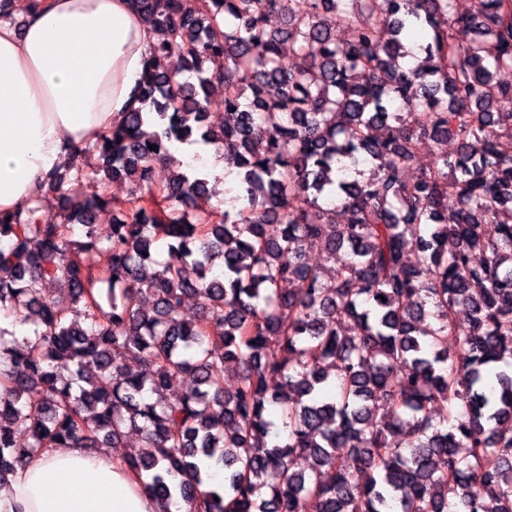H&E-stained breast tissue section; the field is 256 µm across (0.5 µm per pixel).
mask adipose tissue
Listing matches in <instances>:
<instances>
[{"mask_svg":"<svg viewBox=\"0 0 512 512\" xmlns=\"http://www.w3.org/2000/svg\"><path fill=\"white\" fill-rule=\"evenodd\" d=\"M23 28L0 20V212L25 207L70 150L122 121L158 39L130 0H46ZM172 153L211 181L236 179L215 146ZM115 454L50 448L0 488V512H188L164 507Z\"/></svg>","mask_w":512,"mask_h":512,"instance_id":"1","label":"adipose tissue"}]
</instances>
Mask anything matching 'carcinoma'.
I'll return each mask as SVG.
<instances>
[{
	"instance_id": "obj_1",
	"label": "carcinoma",
	"mask_w": 512,
	"mask_h": 512,
	"mask_svg": "<svg viewBox=\"0 0 512 512\" xmlns=\"http://www.w3.org/2000/svg\"><path fill=\"white\" fill-rule=\"evenodd\" d=\"M131 2L165 33L139 106L46 178L57 214L40 193L0 213V312L31 327H0V484L46 448H117L134 429L148 451L129 468L192 512H512V153L498 145L512 112L495 108L512 99V0ZM214 84L218 130L204 127ZM192 138L237 169L223 209L198 206L207 179L159 177ZM450 139L404 179L422 141ZM90 172L129 179L130 198L84 197ZM341 248L352 259L330 279L303 261ZM186 373L194 386L168 400ZM274 407L288 434L270 442ZM204 463L222 488L201 491Z\"/></svg>"
}]
</instances>
